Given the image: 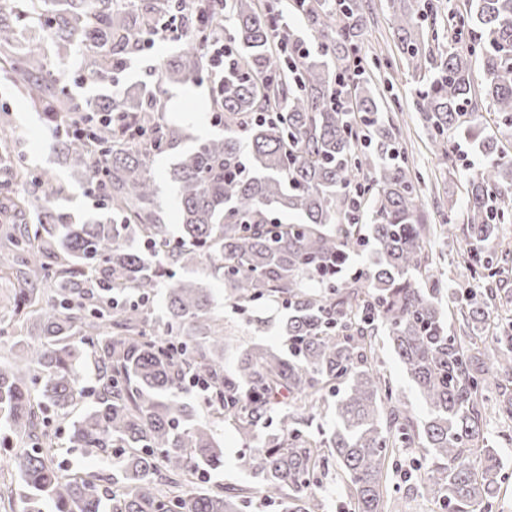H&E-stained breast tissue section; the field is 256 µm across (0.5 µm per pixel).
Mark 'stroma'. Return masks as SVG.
<instances>
[{
    "instance_id": "obj_1",
    "label": "stroma",
    "mask_w": 512,
    "mask_h": 512,
    "mask_svg": "<svg viewBox=\"0 0 512 512\" xmlns=\"http://www.w3.org/2000/svg\"><path fill=\"white\" fill-rule=\"evenodd\" d=\"M366 17L365 25L356 43V54L364 59L380 57L383 65L371 70L379 93L388 100L391 109L388 118L399 127L402 136L398 147L406 152L413 172L420 180V211L429 224L441 221V213L454 208L456 228L453 236L441 239L436 251L441 257V267L446 277L456 279L461 275L458 255L463 251L466 240L462 230L466 222L465 183L478 174L485 166L474 141L465 132L459 131L448 138V160L440 162L429 142V134L420 115L413 105L415 82L405 61L397 49V35L392 25L389 0H363ZM180 43L159 41L153 47L144 49L126 59L118 71L120 83L134 84L140 89H150L154 82L149 69L158 65L164 57L178 52ZM212 84L202 79L197 85L171 84L167 87L169 121L183 125L184 139L173 149L156 158L154 163L157 203L165 224L170 230H177L179 216L175 206V188L170 179V170L178 158L200 141L223 135V126L214 124L210 109ZM9 107L14 119V147L24 155L26 163L37 174L56 177L70 186L69 199L65 204L75 222L81 223L100 217L105 206L84 194L85 186L73 178L62 156L51 153L46 146L48 130L42 112L31 108L24 100L15 75L0 72V105ZM175 278L186 277L203 282L211 288L214 296L212 317L223 326L234 350H242L262 342L287 352L288 343L280 334L279 322L284 310L269 312L270 324L258 328L257 310L236 307L224 298V284L210 270L199 268L191 272L174 269ZM489 436L499 450L502 466L509 475L496 501L494 512H512V429L502 426L497 420L488 423ZM217 434L224 446V466L213 475L211 488L223 486L255 487V480L238 465L241 447L236 441L233 428L221 426ZM408 455H400L389 463V482L396 487L395 512H444L439 502L420 497L413 480L407 476Z\"/></svg>"
}]
</instances>
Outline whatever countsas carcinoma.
<instances>
[{
    "mask_svg": "<svg viewBox=\"0 0 512 512\" xmlns=\"http://www.w3.org/2000/svg\"><path fill=\"white\" fill-rule=\"evenodd\" d=\"M401 53L415 72V109L446 157L448 132L478 129L481 99L512 127V0H471L447 22L466 46L434 52L408 0H390ZM197 28L211 0H0L3 62L22 80L24 97L53 123L48 148L74 174L98 176L100 197L117 217L71 224L61 208L67 184L15 160L22 194L0 206V282L13 288L5 321L33 317L38 333L0 363V447L15 457L24 512H249L250 490L202 488L224 464L212 427L193 421L188 379L207 385V405L234 425L239 466L280 512H316V490L335 461L349 502L343 512H383L388 464L411 450L418 490L448 512H491L506 476L490 445L485 410L512 423V291L494 270L491 243L512 223V159L483 137L487 158L466 187L469 250L463 284L443 308L448 280L434 240L452 224H426L416 178L396 157L397 132L379 121L384 101L368 81H353L338 100L336 80L351 67L364 22L359 0L343 13L329 0H296L314 31L305 45L281 11L257 0H224V34L233 61L212 89L224 136L181 155L170 177L179 236L171 238L154 204L155 156L183 128L164 115L168 83H197L207 66L186 40L162 63L150 94L110 93L123 59L138 51L149 25L174 5ZM82 60L85 82L108 90L78 101L61 87L68 61ZM483 83L475 88L473 63ZM62 112H104L100 155L79 134L56 126ZM10 109L0 106V149L12 146ZM375 145L359 157L361 142ZM31 209L37 223L19 226ZM368 265L348 274L358 251ZM206 264L224 281V297L242 306L282 305L288 316L284 356L256 344L231 364L224 334L210 325L212 295L169 267ZM166 284L165 336L155 334L147 304ZM456 315L459 333L451 331ZM485 331L492 344H486ZM387 336L426 410L424 419L369 362ZM92 357L97 386L80 366ZM334 399L335 425L314 426V410ZM68 445L112 460V472H63L55 463L48 408L68 416ZM279 418L282 430L259 442Z\"/></svg>",
    "mask_w": 512,
    "mask_h": 512,
    "instance_id": "obj_1",
    "label": "carcinoma"
}]
</instances>
